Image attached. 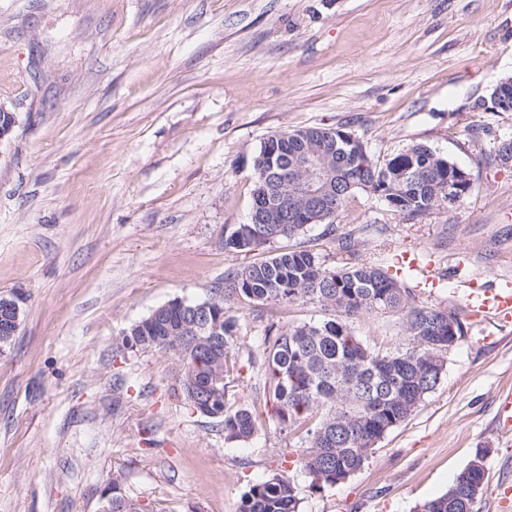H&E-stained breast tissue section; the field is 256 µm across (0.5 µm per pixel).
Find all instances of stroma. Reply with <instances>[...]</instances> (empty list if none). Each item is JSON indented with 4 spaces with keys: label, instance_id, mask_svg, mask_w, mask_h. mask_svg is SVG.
<instances>
[{
    "label": "stroma",
    "instance_id": "stroma-1",
    "mask_svg": "<svg viewBox=\"0 0 512 512\" xmlns=\"http://www.w3.org/2000/svg\"><path fill=\"white\" fill-rule=\"evenodd\" d=\"M512 0H0V295L23 317L0 352V512H96L120 477L141 512H240L259 480L290 476L302 512H415L486 449L477 512H512V316L473 314L469 280H512ZM345 129L385 162L423 144L468 170L473 192L418 220L356 192L337 233L316 225L251 252L253 159L271 133ZM384 269L408 252L418 305L454 310L464 335L441 384L350 480L314 492L301 444L276 430L258 340L270 325L324 320L314 304L232 301V402L258 428L229 442L193 413L177 356L127 349L130 327L179 299L222 295L224 277L337 236ZM369 347H406L398 316L356 320Z\"/></svg>",
    "mask_w": 512,
    "mask_h": 512
}]
</instances>
